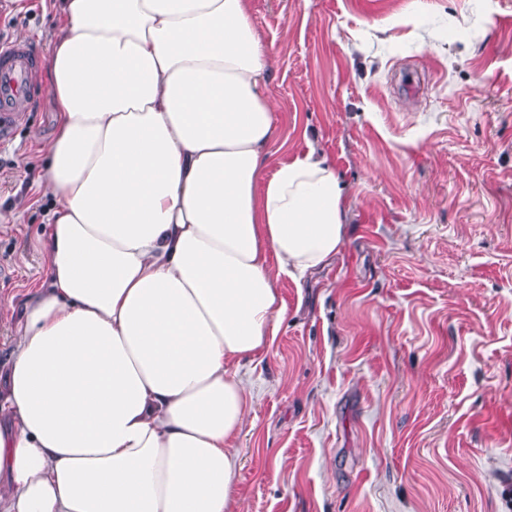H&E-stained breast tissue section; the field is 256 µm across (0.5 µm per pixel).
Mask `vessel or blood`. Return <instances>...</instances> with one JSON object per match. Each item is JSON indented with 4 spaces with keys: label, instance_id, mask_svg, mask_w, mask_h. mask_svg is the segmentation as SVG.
I'll return each mask as SVG.
<instances>
[{
    "label": "vessel or blood",
    "instance_id": "vessel-or-blood-1",
    "mask_svg": "<svg viewBox=\"0 0 512 512\" xmlns=\"http://www.w3.org/2000/svg\"><path fill=\"white\" fill-rule=\"evenodd\" d=\"M42 84L28 46L0 43V139H6L18 112L24 110Z\"/></svg>",
    "mask_w": 512,
    "mask_h": 512
}]
</instances>
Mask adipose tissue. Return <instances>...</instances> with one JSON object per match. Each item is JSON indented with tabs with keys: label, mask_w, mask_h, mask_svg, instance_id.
<instances>
[{
	"label": "adipose tissue",
	"mask_w": 512,
	"mask_h": 512,
	"mask_svg": "<svg viewBox=\"0 0 512 512\" xmlns=\"http://www.w3.org/2000/svg\"><path fill=\"white\" fill-rule=\"evenodd\" d=\"M42 279L0 373V512H231L280 276L336 257L314 141L264 171L273 59L248 0H58Z\"/></svg>",
	"instance_id": "obj_1"
}]
</instances>
